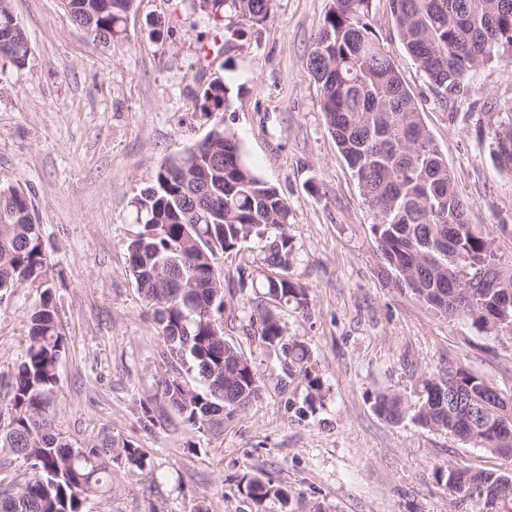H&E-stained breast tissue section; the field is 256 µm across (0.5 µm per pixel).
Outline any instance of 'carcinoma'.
<instances>
[{
	"mask_svg": "<svg viewBox=\"0 0 512 512\" xmlns=\"http://www.w3.org/2000/svg\"><path fill=\"white\" fill-rule=\"evenodd\" d=\"M135 0H65L67 11L98 47L125 38ZM373 0H333L314 37L308 68L319 92L325 124L375 216L372 233L380 273L394 278L420 303L444 318H467L478 328L512 339V324L497 327L500 295L512 294V267L503 266L489 234L467 221L448 162L422 122L418 105L380 42ZM271 0H192L193 10L224 28L234 15L263 21ZM399 39L428 78L438 99L464 92L473 70L512 62V0H390ZM10 0H0V55L22 67L29 42L14 23ZM230 107L218 77L201 88L200 109ZM184 152L166 159L132 199L138 230L128 243L129 271L163 343L162 403L192 429L218 427L244 413L261 395L253 359L224 337V315L242 312L254 339L284 357L283 367L311 376L307 346L288 335L270 305L305 312L308 289L293 277L297 250L288 234L292 212L277 188L243 161L234 132L214 127ZM500 166L512 170V104L493 133ZM257 252L236 268L241 306L224 295L218 256ZM46 249L26 193L0 190V294L44 280ZM29 343L11 380L10 422L0 433L28 466L23 480L0 492V512H82L86 498L112 483L110 459L140 471L148 451L110 437L75 448L40 417L54 395L65 352L50 289L29 312ZM417 401L395 393L373 396L375 413L391 424L406 417L503 457L512 434L494 429L506 403L482 396L484 381L453 365L421 374ZM446 485L475 512H512V475L448 465ZM248 497L258 506L285 502L286 489L252 478Z\"/></svg>",
	"mask_w": 512,
	"mask_h": 512,
	"instance_id": "cac0c4a2",
	"label": "carcinoma"
}]
</instances>
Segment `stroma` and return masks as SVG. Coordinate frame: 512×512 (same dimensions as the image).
Listing matches in <instances>:
<instances>
[{"mask_svg":"<svg viewBox=\"0 0 512 512\" xmlns=\"http://www.w3.org/2000/svg\"><path fill=\"white\" fill-rule=\"evenodd\" d=\"M332 0H273L260 24L224 20L223 50L200 68L215 32L188 0H136L126 39L98 49L64 0H11L30 42L24 67L0 56V188L23 187L46 245V281L66 337L58 390L43 411L74 445L127 438L149 452V471L116 466L112 489L83 512H473L454 506L440 470L460 464L512 472L505 458L372 409L380 390L416 402L420 373L454 364L512 406V339L463 318L444 319L379 273L372 211L323 118L308 69L313 37ZM379 38L447 158L469 223L489 233L512 265V171L492 137L512 102V67L494 62L467 91L439 103L404 49L389 0H373ZM163 37H155V28ZM223 78L228 110H200V89ZM230 127L252 170L292 210L295 272L310 291L307 314L280 315L308 346L321 391L296 374L280 380L242 319L226 338L254 352L261 398L224 427L195 431L156 399L162 342L129 272L136 230L130 202L166 158ZM41 293L0 297V430L9 382L28 342ZM273 480L287 504L256 506L250 478Z\"/></svg>","mask_w":512,"mask_h":512,"instance_id":"obj_1","label":"stroma"}]
</instances>
